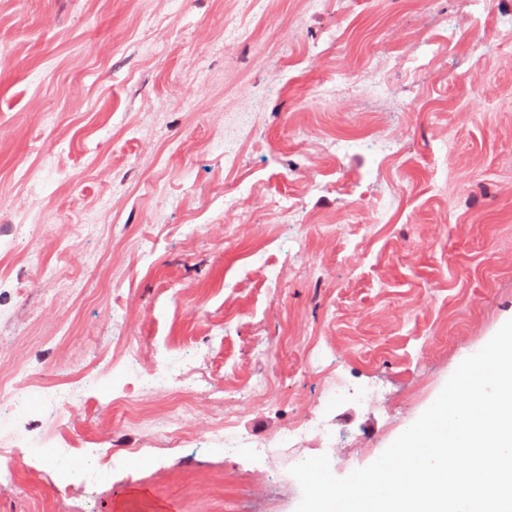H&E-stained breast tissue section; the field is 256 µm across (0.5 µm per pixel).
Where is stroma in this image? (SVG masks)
<instances>
[{"mask_svg":"<svg viewBox=\"0 0 512 512\" xmlns=\"http://www.w3.org/2000/svg\"><path fill=\"white\" fill-rule=\"evenodd\" d=\"M339 69L396 99L311 97ZM0 239V375L85 382L67 417L13 426L0 407V448L106 451L96 487L65 491L40 459L0 457V512H296L292 466L374 462L512 319V0H0ZM163 346L268 397L144 395ZM127 355L122 400L104 398ZM339 385L380 393L328 403ZM175 412L182 444L157 431ZM223 416L264 452L212 448ZM319 416L335 445H278ZM133 448L153 464L111 467Z\"/></svg>","mask_w":512,"mask_h":512,"instance_id":"stroma-1","label":"stroma"}]
</instances>
